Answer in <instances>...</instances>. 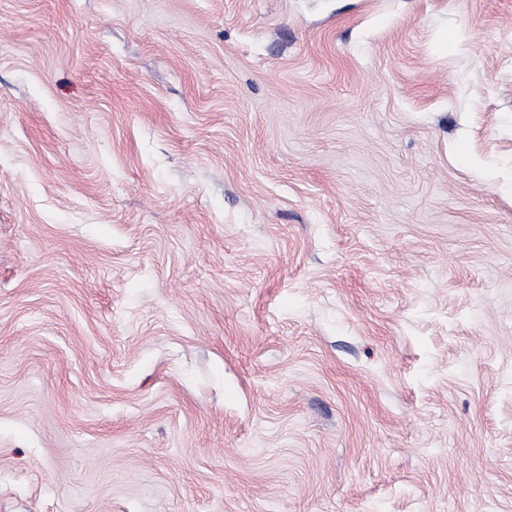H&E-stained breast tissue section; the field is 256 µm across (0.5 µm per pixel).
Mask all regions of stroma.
Wrapping results in <instances>:
<instances>
[{
	"mask_svg": "<svg viewBox=\"0 0 512 512\" xmlns=\"http://www.w3.org/2000/svg\"><path fill=\"white\" fill-rule=\"evenodd\" d=\"M0 512H512V0H0Z\"/></svg>",
	"mask_w": 512,
	"mask_h": 512,
	"instance_id": "35a3bbf8",
	"label": "stroma"
}]
</instances>
